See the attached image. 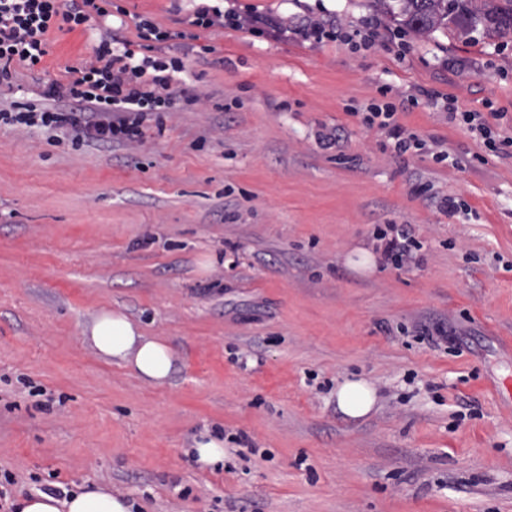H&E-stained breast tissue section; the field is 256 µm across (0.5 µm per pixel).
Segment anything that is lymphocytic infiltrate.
Returning a JSON list of instances; mask_svg holds the SVG:
<instances>
[{"instance_id":"lymphocytic-infiltrate-1","label":"lymphocytic infiltrate","mask_w":512,"mask_h":512,"mask_svg":"<svg viewBox=\"0 0 512 512\" xmlns=\"http://www.w3.org/2000/svg\"><path fill=\"white\" fill-rule=\"evenodd\" d=\"M112 0H0V85L12 86L17 67L35 70L49 55L50 31L102 30ZM136 39L103 35L89 58L69 67L66 81H49L42 92L49 104L19 103L0 110V126L76 129L83 142H139L153 113L193 102L183 78L182 59L140 55L136 43L169 39L168 31L147 19L136 21ZM392 104L362 116L364 126L384 130L398 156L427 151L426 141L404 129Z\"/></svg>"}]
</instances>
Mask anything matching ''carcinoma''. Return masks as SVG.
<instances>
[{"label": "carcinoma", "instance_id": "cac0c4a2", "mask_svg": "<svg viewBox=\"0 0 512 512\" xmlns=\"http://www.w3.org/2000/svg\"><path fill=\"white\" fill-rule=\"evenodd\" d=\"M408 29L424 34L463 16L473 25L512 35V0H491L489 8H480L477 0H400Z\"/></svg>", "mask_w": 512, "mask_h": 512}]
</instances>
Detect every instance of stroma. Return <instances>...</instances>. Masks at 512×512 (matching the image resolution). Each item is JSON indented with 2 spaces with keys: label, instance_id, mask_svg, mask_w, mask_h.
Returning a JSON list of instances; mask_svg holds the SVG:
<instances>
[{
  "label": "stroma",
  "instance_id": "obj_1",
  "mask_svg": "<svg viewBox=\"0 0 512 512\" xmlns=\"http://www.w3.org/2000/svg\"><path fill=\"white\" fill-rule=\"evenodd\" d=\"M115 2L173 32L160 54L199 99L139 143L0 128V483L137 512H512V35L457 21L365 51L293 29L404 31L399 0H217L238 29L195 26L201 0ZM99 37L51 33L0 109ZM432 91L485 114L495 149ZM390 102L447 160L383 149L359 115ZM388 224L421 243L404 265ZM104 307L165 339L167 383L83 342ZM346 378L375 389L367 416L339 411ZM206 431L222 464L191 451ZM388 232L390 234L388 235ZM379 240H384V254L390 257L397 265H403L411 258L415 239L412 230L407 224H388L386 230H381Z\"/></svg>",
  "mask_w": 512,
  "mask_h": 512
}]
</instances>
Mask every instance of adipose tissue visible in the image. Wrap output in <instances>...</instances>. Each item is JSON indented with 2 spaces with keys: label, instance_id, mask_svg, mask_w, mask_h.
Segmentation results:
<instances>
[{
  "label": "adipose tissue",
  "instance_id": "adipose-tissue-1",
  "mask_svg": "<svg viewBox=\"0 0 512 512\" xmlns=\"http://www.w3.org/2000/svg\"><path fill=\"white\" fill-rule=\"evenodd\" d=\"M83 340L96 353L129 368L149 384L167 381L173 366V352L158 336L144 335L122 310L103 309L83 329ZM376 401L374 389L363 379L344 380L336 389L340 411L351 418L366 416ZM19 512H132L133 504L123 495L99 488L78 489L63 496L39 493L20 498Z\"/></svg>",
  "mask_w": 512,
  "mask_h": 512
}]
</instances>
